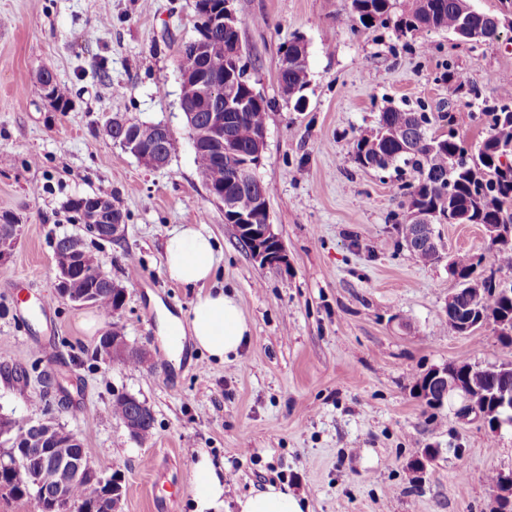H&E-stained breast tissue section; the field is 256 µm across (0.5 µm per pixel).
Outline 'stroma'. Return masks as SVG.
<instances>
[{"mask_svg": "<svg viewBox=\"0 0 512 512\" xmlns=\"http://www.w3.org/2000/svg\"><path fill=\"white\" fill-rule=\"evenodd\" d=\"M196 0H0V216L21 236L0 266V412L46 414L77 433L92 465L122 491L112 512H189V448L224 467V499L287 484L309 512H491L493 472L512 470V424L490 430L460 418L455 403L429 407L414 394L430 369L467 362L512 364L493 323L468 334L443 328L460 284L448 262L494 266L480 224H439L442 258L420 261L398 231L405 218L394 170L359 167L352 146L396 107L429 115L430 132L454 131L469 148L486 137V101L512 74V28L471 47L434 30L399 36L393 26L351 32L339 25L350 0H233L240 44L256 91L271 104L264 161L269 220L288 263L254 261L224 221L197 169L180 109V44L195 36ZM308 48L302 110L278 83L281 51ZM50 70L69 89L55 111L36 74ZM468 84L458 87L456 74ZM164 123L177 150L168 165L144 167L105 131L113 116ZM98 194L123 215L115 240L87 235L71 199ZM184 224L211 232L221 252L215 287L236 294L251 326L236 359L199 353L165 358L156 303L189 317L196 289L168 279L163 244ZM84 236L106 273L125 288L114 325L151 364L94 358L110 324L95 307L57 292L55 244ZM49 319H33L42 298ZM95 330L83 328L86 317ZM26 380H16L19 371ZM146 401L154 428L133 437L113 415L114 398ZM434 449L422 481L411 461ZM169 466L174 487L157 484L148 457Z\"/></svg>", "mask_w": 512, "mask_h": 512, "instance_id": "obj_1", "label": "stroma"}]
</instances>
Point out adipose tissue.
Returning a JSON list of instances; mask_svg holds the SVG:
<instances>
[{
    "instance_id": "ef3b65f1",
    "label": "adipose tissue",
    "mask_w": 512,
    "mask_h": 512,
    "mask_svg": "<svg viewBox=\"0 0 512 512\" xmlns=\"http://www.w3.org/2000/svg\"><path fill=\"white\" fill-rule=\"evenodd\" d=\"M164 257L168 278L197 291L190 322L166 311L160 315L161 338L169 357L179 359L188 343L219 362L237 356L250 327L237 296L210 285L220 260L212 235L201 226L182 225L165 240ZM193 472L191 512H224V474L207 451L198 450ZM307 508L287 485L275 483L238 497L235 512H306Z\"/></svg>"
}]
</instances>
